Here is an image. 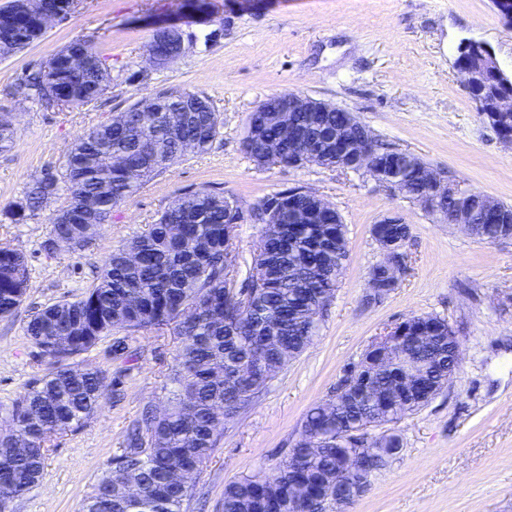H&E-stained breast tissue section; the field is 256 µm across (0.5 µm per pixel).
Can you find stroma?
I'll use <instances>...</instances> for the list:
<instances>
[{
	"label": "stroma",
	"instance_id": "1",
	"mask_svg": "<svg viewBox=\"0 0 512 512\" xmlns=\"http://www.w3.org/2000/svg\"><path fill=\"white\" fill-rule=\"evenodd\" d=\"M187 17L185 0H78L39 42L0 59V113L16 143L0 152V211L57 166L90 128L162 91L206 95L224 125L206 152L190 153L145 182L116 208L81 252L48 251V218L0 220V243L25 257L29 282L17 311L0 318V432L32 380L50 369L27 337L37 312L92 288L113 249L145 233L176 196L201 187L234 195L243 209L287 187L304 186L331 203L345 224L347 257L310 345L226 421L211 457L194 474L187 512H220L227 484L272 471L302 435L303 420L336 391L344 368L371 340L416 315L444 318L461 346L457 375L418 412L370 435L398 434L399 454L373 473L344 512H512V240L488 243L443 224L419 203L366 175L315 164L259 166L242 148L248 116L264 99L303 93L353 112L386 146L419 156L460 190L512 205V146L466 91L455 64L462 42L490 46L512 69V25L494 0H205ZM158 20L180 21L189 46L157 68L146 60ZM217 41H208L214 30ZM112 63V87L94 105L44 110L19 82L75 37ZM388 216L409 224L406 268L396 288L370 300L382 260L374 226ZM106 337L76 356L102 370L100 410L78 429L53 436L41 481L10 512H80L108 461L128 446L145 409L168 403L167 374L181 345L173 328L131 333L114 351Z\"/></svg>",
	"mask_w": 512,
	"mask_h": 512
}]
</instances>
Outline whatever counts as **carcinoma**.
<instances>
[{
  "mask_svg": "<svg viewBox=\"0 0 512 512\" xmlns=\"http://www.w3.org/2000/svg\"><path fill=\"white\" fill-rule=\"evenodd\" d=\"M16 46L39 40L35 16L13 17ZM90 59L77 71L66 64L72 49ZM47 71L32 66L20 87L27 98L47 108H79L96 102L112 85V65L86 40L76 38L55 54ZM203 104L210 99L193 91L160 92L153 101ZM137 104L107 123L92 128L59 165L35 181L25 196L3 213L18 223L36 214L64 191L67 204L48 219L45 244L63 238L84 250L112 212L138 190L141 182L185 155L184 141L197 138L192 150L202 153L223 124L215 109L198 112V120L173 123L167 108L138 112ZM299 130L319 126L320 143L333 137L336 113L315 118L288 113ZM276 118L258 135L245 130L249 156H262L266 143L278 140ZM15 129L0 115V151L11 150ZM242 219L239 209L224 207V196L201 188L180 194L144 234L115 249L97 283L82 297L49 305L26 325V335L49 358L52 369L29 383L13 404L11 429L0 434V512L34 487L43 475L56 435L79 428L101 406L105 376L85 370L70 359L94 347L114 330L138 331L173 324L181 336L169 381L174 385L169 407L147 415L149 447L133 442L107 463L95 493L82 512H185L193 496L190 482H175L174 471L197 472L217 447L224 423L247 409L256 394L312 341L318 317L333 296L347 255L344 225L319 212L309 224H281L265 229L245 281V300L232 284L234 264L228 259L234 239L226 226ZM374 234L405 242L410 226L377 224ZM29 282L25 258L0 243V317L14 314ZM424 345L412 339L387 353L389 368L371 377L372 397L336 392L330 404L309 410L303 436L289 449L274 473L259 472L228 484L221 512H306L326 494H344L345 459L360 450L368 471L386 466L401 448L396 434L366 447L338 440L368 427L397 423L424 405L425 396L456 374L448 327ZM417 376L421 387L406 389L399 380Z\"/></svg>",
  "mask_w": 512,
  "mask_h": 512,
  "instance_id": "cac0c4a2",
  "label": "carcinoma"
}]
</instances>
